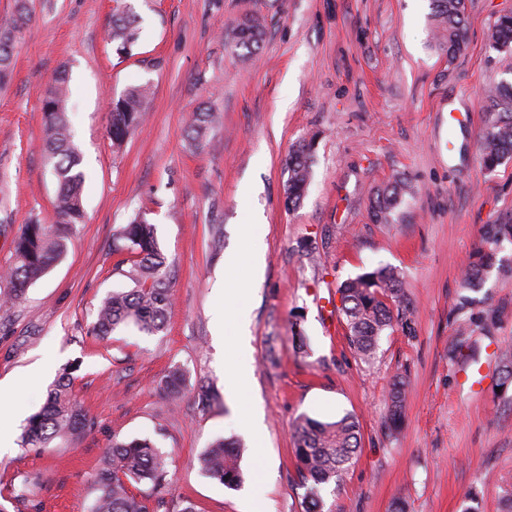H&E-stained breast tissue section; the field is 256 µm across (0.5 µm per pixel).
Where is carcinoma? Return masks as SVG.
<instances>
[{"mask_svg":"<svg viewBox=\"0 0 512 512\" xmlns=\"http://www.w3.org/2000/svg\"><path fill=\"white\" fill-rule=\"evenodd\" d=\"M434 40L447 56L455 59L466 47L465 0H431ZM31 16L26 0H16L10 18L0 23V81L11 71L17 40L29 24ZM139 38L136 15L127 7L116 9L108 40L117 54H128ZM237 43L256 48L262 40V28L253 18L236 27ZM495 50L512 48V15L499 17L488 39ZM149 93L146 85L132 86L112 101L109 135L112 146L121 148L139 126L142 103ZM69 85L65 72L57 73L43 98L45 153L57 180L55 223L41 224L32 220L14 240L16 262L0 276L11 284L8 301L15 303L27 288L41 279L64 256L68 241L77 225L83 223V173L80 153L73 144L72 130L66 110ZM487 99L496 117L486 127L480 139V154L484 167L494 170L506 158L512 157V82L501 81L489 92ZM215 122V112L203 108L193 113L187 136L199 144ZM314 141L300 142L288 155L286 168V202L300 206L310 184ZM407 192L403 181L395 180L376 192L372 202V218L378 224H390ZM117 250L129 255L116 270L134 284L132 288L116 289L102 299L97 308L94 333L104 339L121 327L133 326L147 334L164 330L172 293L166 279L167 258L160 250L155 225L140 215H134L121 227ZM503 239L512 240V218L491 225L486 245L479 248L464 278L473 290L483 286L490 271L498 263L496 245ZM342 312L345 315L347 337L351 347L362 359H374L381 333L398 324L408 326V302L403 281L391 267H378L339 286ZM72 372L65 371L49 390L46 403L29 418L22 436L26 448H55L75 442L91 429L92 421L72 394ZM185 375L174 368L162 381L170 400L181 398ZM407 383L398 378L391 390L392 421L401 416ZM295 457L299 472L314 486L340 481L358 450V423L346 415L333 422H321L307 415L299 418L295 427ZM201 470L208 476L232 488L242 482L240 445L220 439L199 456ZM169 453L156 447L149 439L112 442L101 460L96 475V497L91 512H154L149 499L134 495L130 487L149 484L158 491L173 490Z\"/></svg>","mask_w":512,"mask_h":512,"instance_id":"1","label":"carcinoma"}]
</instances>
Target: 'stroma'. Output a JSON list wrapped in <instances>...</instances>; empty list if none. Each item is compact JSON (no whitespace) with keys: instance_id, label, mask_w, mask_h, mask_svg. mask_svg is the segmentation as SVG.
<instances>
[{"instance_id":"35a3bbf8","label":"stroma","mask_w":512,"mask_h":512,"mask_svg":"<svg viewBox=\"0 0 512 512\" xmlns=\"http://www.w3.org/2000/svg\"><path fill=\"white\" fill-rule=\"evenodd\" d=\"M140 17L131 55L107 40L116 0H27L32 20L0 84V271L30 218L55 221L57 183L43 149L42 102L65 70L67 112L85 174V221L65 257L24 297L0 307V407L37 412L63 369L78 364L73 394L94 425L75 445L0 455L6 512H88L95 475L113 440L147 438L172 455L168 512H303L307 493L293 424L303 414L359 423V451L342 481L322 488L327 512H512V384L501 349L512 347V241L482 289L466 266L489 225L512 217V158L481 164L493 114L485 92L512 81V51L488 47L512 0H467V49L448 60L435 46L429 0H126ZM263 26L258 49L239 47L244 16ZM151 85L138 130L121 151L108 135L112 101ZM210 106L222 122L199 150L186 129ZM314 139L312 181L288 208L286 158ZM403 178L414 194L395 221L377 224L376 187ZM138 212L154 224L173 305L164 331L91 333L115 273L112 242ZM256 225L264 261L239 281L224 268L248 251ZM399 270L409 330H385L372 362L346 337L338 286L380 266ZM242 282L252 375L242 401L225 390L238 338L216 342L221 282ZM473 297L464 305V297ZM469 321L480 345L458 342ZM302 331L308 347L294 337ZM275 350L277 366L266 361ZM175 367L186 389L170 405L161 382ZM481 393L460 391L463 371ZM405 376L399 429L390 388ZM240 440L242 483L206 476L199 455Z\"/></svg>"}]
</instances>
